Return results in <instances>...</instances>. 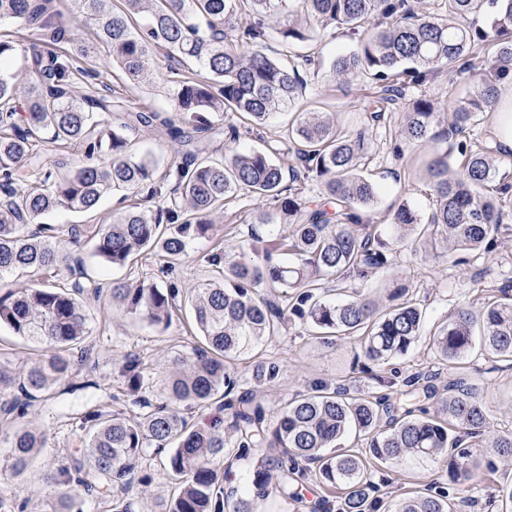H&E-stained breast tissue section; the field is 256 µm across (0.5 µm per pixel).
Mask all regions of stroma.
<instances>
[{"label":"stroma","instance_id":"1","mask_svg":"<svg viewBox=\"0 0 512 512\" xmlns=\"http://www.w3.org/2000/svg\"><path fill=\"white\" fill-rule=\"evenodd\" d=\"M358 47L357 39L344 34L326 35L314 45V61L301 67L304 86L298 104L319 112L333 113L341 130H366L368 155L364 172L378 186L377 203L370 209L372 223L377 224L386 238H393L391 214L403 201L416 207L421 215H429L433 203L429 196L425 172V151L409 143L399 133L403 107L388 106L380 121H372L376 84L359 78L345 84L331 68L339 53ZM99 67L97 80L78 84L82 94L118 95L126 112H168L172 104L158 89V81L166 74L164 60L150 62V81L140 87L127 85L119 70L105 67L102 59L92 61ZM407 99L426 95L439 108L441 119H448L453 110L473 98L474 80L468 76L455 79L437 78L421 86L407 85ZM290 111H281L275 118L239 141L215 138L212 144L215 158H228L244 147L266 149L281 165H289L288 128ZM258 200L253 194L241 191L226 200L224 209L214 217V227L208 237L190 242L186 256L173 273L163 274L160 256L141 255L123 267L102 264L93 254V242L83 237L76 247L93 277L109 282L115 278L137 280L150 277L159 285H172L190 290L212 275L206 257L216 250H241L249 233L266 235L285 232L282 224H258L254 215ZM512 281V233L499 235L493 252L449 250L445 241L436 246L416 237L396 244L386 267L359 281L356 291L373 299L380 310L394 304L392 291L400 287L405 298L413 300L425 314L424 327L450 318L459 308L481 307L486 297L495 295L506 281ZM90 341L93 348L81 362L72 378L59 382L49 391L39 393L22 423L45 432L47 444L34 459L30 468L18 474L10 467V450L0 443V495L8 497L15 512H48L47 501L58 492L47 485L45 476L55 474L68 463L75 425L90 409L118 410L135 417L138 407L125 397V378L122 365L128 354L139 355L146 367V381L151 399L164 398L156 375L168 359L177 352L188 353L200 345L202 338L188 311L177 312L168 329L160 331L146 322L133 319L119 310L105 306L91 313ZM44 347L37 346L0 328V365L19 371L41 357ZM266 359L276 361L284 377L282 385L271 388L266 397L267 415L276 418L280 404L292 396L307 394L318 386L346 385L356 395L367 396L380 392L375 379L364 373L366 363L360 345L353 339L326 342L306 335L303 326L289 322L277 342L265 350ZM468 366L481 388V399L487 416V429L496 434L512 433V367L489 369V363L479 354H470ZM473 477L462 486L460 494L469 503L462 512H498L489 500L500 484L512 479V459L498 456L493 449L477 448L472 458ZM142 472L146 484H131L122 498L131 512H159L162 502L174 491L173 475L166 456L146 455ZM380 494L385 499L399 498L409 483L427 485L447 481L448 464L445 457H410L396 462L379 464L373 475Z\"/></svg>","mask_w":512,"mask_h":512}]
</instances>
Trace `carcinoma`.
<instances>
[{"mask_svg": "<svg viewBox=\"0 0 512 512\" xmlns=\"http://www.w3.org/2000/svg\"><path fill=\"white\" fill-rule=\"evenodd\" d=\"M71 0V12L81 18L105 59L131 84L148 77L149 57L168 60L163 93L175 115L134 112L130 121L112 123L123 109L105 96L74 95L79 80L96 78L84 65L82 44L64 48L69 14L52 0H0V280L26 270L37 277L29 287L0 295V325L29 342L54 350L30 367L26 381L0 369V409L4 421L25 415L36 393L73 371L74 356L87 358V313L103 291L112 305L168 328L178 310L179 289L149 280H114L105 289L90 277L78 257H65L53 242L60 229L44 224L56 210L93 211L111 191H124L141 201L112 215L100 225L95 253L108 266H124L137 253L158 251L174 265L187 253L190 241L213 227L212 214L239 190L260 201L272 200L277 211L257 210L255 223L274 224L288 217L291 233L283 237L252 236L247 251L232 259L224 253L208 261L217 275L194 289L191 305L202 345L192 355H174L162 384L168 401L155 405L146 396L140 357H125L126 396L143 409L136 421L122 413L90 410L74 430L75 447L69 464L46 478L67 489L55 495L51 512H71L72 497L87 492L112 500V512H130L119 498L141 468L148 448L168 450L178 494L163 512H261L269 492L284 502L300 499L309 481L339 490L343 512H458L463 501H452L447 488L403 497L389 503L376 495L372 472L380 462L406 455L432 458L448 454V477L464 485L472 478L470 449L486 443L502 457H512V434L489 437L486 416L476 388L460 377L448 382L433 416L399 414L388 397H359L344 385L320 387L285 401L271 425L263 388L279 376L273 361H252L254 385L238 391L234 362L279 337L290 317L308 324L322 339L357 338L364 357L381 367L402 356L416 343L423 311L412 302L378 311L361 296L333 300L319 292L318 282L359 280L389 262L388 243L367 213L378 187L359 173L366 158V131L346 133L318 113H300L288 135L295 162L276 164L262 150L237 152L225 161L211 160V138H239L235 124L214 121L224 113L244 114L258 126L303 88L298 66L287 68L266 53L276 37L287 45H308L321 32L344 29L360 36V48L340 54L333 70L342 82L369 76L379 85V100L389 104L405 97L398 77L421 85L443 73L469 75L478 92L451 112L444 141L428 164L434 211L429 227L446 234L461 250L491 251L497 235L511 232L503 223L502 203L512 184L497 180L494 150L471 141L478 112L498 104L497 79L512 71V0H491L497 16L490 29H473L468 19L485 0ZM298 10L305 24L270 28L265 19ZM37 36L24 55L23 75L28 97L18 112L13 105L16 73L11 61L20 44L17 34ZM491 43L492 54L477 49ZM154 128L186 148L182 160L158 173L156 160L132 152L129 132L134 125ZM439 113L433 100L420 96L404 112L402 133L411 143L434 138ZM78 146L84 163L70 177L59 179L42 160L46 148ZM317 181L328 203L339 213L313 209L296 185ZM151 203L145 209L141 202ZM396 238L404 241L421 227L418 212L403 201L391 215ZM283 252L297 263L274 260ZM65 266L68 287L45 283L43 276ZM270 288L265 297L260 289ZM502 298L478 311L461 307L433 336L438 360L456 364L468 354L480 333L484 356L512 366V286L499 287ZM372 378L403 395L424 393L433 385L422 374L401 381ZM221 396L219 410L229 420L193 428L183 410ZM44 432L15 426L9 436L11 468L22 473L45 447ZM278 447L291 465L257 459L250 476L253 490L224 493V462L241 460L253 448Z\"/></svg>", "mask_w": 512, "mask_h": 512, "instance_id": "obj_1", "label": "carcinoma"}]
</instances>
